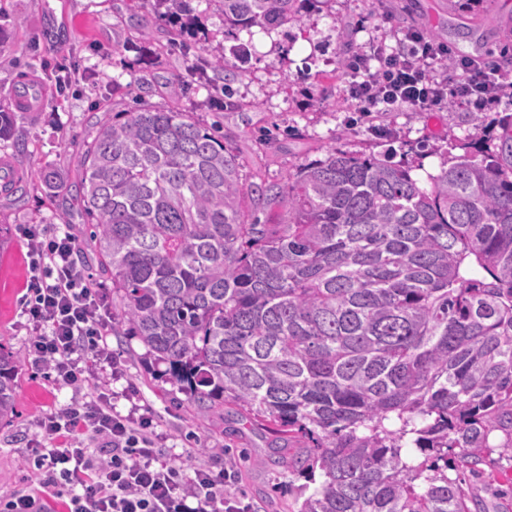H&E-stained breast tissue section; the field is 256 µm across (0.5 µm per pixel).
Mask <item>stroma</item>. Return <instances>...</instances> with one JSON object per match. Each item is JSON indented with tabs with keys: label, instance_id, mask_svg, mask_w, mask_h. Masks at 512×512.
I'll use <instances>...</instances> for the list:
<instances>
[{
	"label": "stroma",
	"instance_id": "1",
	"mask_svg": "<svg viewBox=\"0 0 512 512\" xmlns=\"http://www.w3.org/2000/svg\"><path fill=\"white\" fill-rule=\"evenodd\" d=\"M206 47L186 49L170 38L168 22L142 0H0V103L10 104L17 87L45 91L37 108L12 115L14 135L0 140V161L25 188L0 194V347L18 353L15 416L0 423V498L37 488L40 473L32 449L51 447L40 423L73 402L90 403L100 388L115 395L117 411L137 405L151 411L162 457L192 476L195 469H228L236 477L225 490L244 496L253 512H297L294 489L303 477L274 463V434L238 421L230 407L198 414L188 395L170 382L166 363L126 335L121 301L103 275L95 251L79 245L77 258L109 307L104 339L117 370L103 368L80 387L56 384L27 354L30 339L22 303L31 276L26 231L67 228L86 231L89 218L71 193H49L40 172L81 178L79 154L100 122L144 107L193 113L235 148L244 184L283 183L304 162L321 159L328 146L391 154L416 164V177L437 174L449 152L447 135L472 132L466 107L441 112H376L362 117L347 94L346 61L353 53L395 46L404 30H420L457 54L477 58L512 53V0H484L475 11L451 10L448 0H308L301 26L269 32L253 28L224 34L220 0H192ZM249 49L247 62L228 58L222 74L206 82L189 78L188 66L208 67L210 46ZM68 66L71 87L58 94L55 82ZM186 82L172 98L177 82ZM231 93V109L214 110L209 99ZM486 512H502L499 490L512 488V461L491 454L483 473L467 478Z\"/></svg>",
	"mask_w": 512,
	"mask_h": 512
}]
</instances>
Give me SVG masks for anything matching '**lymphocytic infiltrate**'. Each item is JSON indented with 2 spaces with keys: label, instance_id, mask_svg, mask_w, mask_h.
<instances>
[{
  "label": "lymphocytic infiltrate",
  "instance_id": "1",
  "mask_svg": "<svg viewBox=\"0 0 512 512\" xmlns=\"http://www.w3.org/2000/svg\"><path fill=\"white\" fill-rule=\"evenodd\" d=\"M403 40V48L384 47L349 64L348 91L360 112H439L452 99L490 112L512 97V74L490 61L449 60L445 46L415 31ZM446 60L453 63L451 75L437 74L436 64ZM27 237L34 272L23 302L31 330L27 353L58 383L80 384L112 361L100 345L108 331L104 296L77 267L69 231L45 237L31 228ZM41 427L57 442L35 451L42 490L0 500V512H49L52 498L65 499L68 512H251L242 497L225 493L231 473L203 467L183 477L160 456L149 413L120 414L109 394L49 415ZM84 433L101 441L98 455L73 445V437Z\"/></svg>",
  "mask_w": 512,
  "mask_h": 512
}]
</instances>
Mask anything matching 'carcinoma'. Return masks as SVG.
<instances>
[{
	"instance_id": "carcinoma-1",
	"label": "carcinoma",
	"mask_w": 512,
	"mask_h": 512,
	"mask_svg": "<svg viewBox=\"0 0 512 512\" xmlns=\"http://www.w3.org/2000/svg\"><path fill=\"white\" fill-rule=\"evenodd\" d=\"M222 2L227 35L300 23L301 0ZM469 118L427 187L334 146L247 187L233 149L171 108L102 122L79 156L125 322L198 411L307 442L288 468L323 481L299 512H484L448 471L478 474L493 435L512 451V113ZM260 204L283 217L260 223ZM16 359L0 350V420Z\"/></svg>"
}]
</instances>
